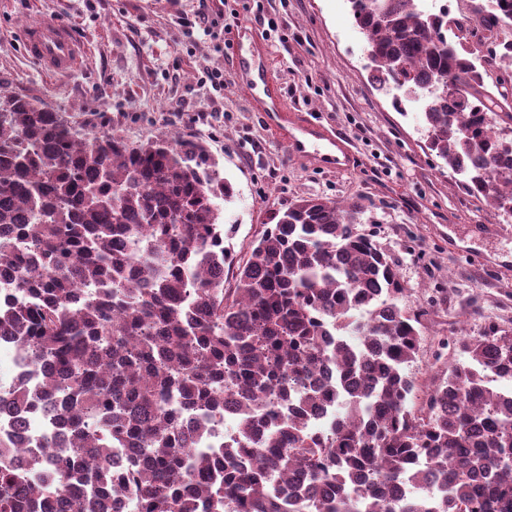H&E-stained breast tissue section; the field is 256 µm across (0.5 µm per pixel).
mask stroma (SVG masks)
Wrapping results in <instances>:
<instances>
[{
  "label": "stroma",
  "mask_w": 512,
  "mask_h": 512,
  "mask_svg": "<svg viewBox=\"0 0 512 512\" xmlns=\"http://www.w3.org/2000/svg\"><path fill=\"white\" fill-rule=\"evenodd\" d=\"M198 0H0V89L43 101L82 122L93 112L138 142L175 129L205 137L237 191L223 208L228 241L245 254L273 212L307 196H361L362 225L399 265L425 340L410 371L416 396L456 358L455 342L488 324L512 328V218L464 187L427 147L420 113L396 111L374 89L365 40L349 0H207L218 26L186 35ZM38 21L68 24L82 48L74 69L52 75L23 52ZM258 46L285 101L343 134L358 156L333 171L289 157L259 121L234 63ZM224 73L223 91L206 82ZM182 111H171L172 103Z\"/></svg>",
  "instance_id": "1"
}]
</instances>
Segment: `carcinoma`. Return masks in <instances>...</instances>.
Returning a JSON list of instances; mask_svg holds the SVG:
<instances>
[{
  "mask_svg": "<svg viewBox=\"0 0 512 512\" xmlns=\"http://www.w3.org/2000/svg\"><path fill=\"white\" fill-rule=\"evenodd\" d=\"M349 2L378 90L418 106L428 148L511 216L512 111L496 97L512 77L493 96L446 11ZM488 2L483 34L512 23V0ZM84 124L0 93V276L15 294L0 336L43 371L33 390L0 389V408L17 429L51 408L69 436L21 457L0 438V512H116L120 496L136 512H512V388L491 380L512 381V329L461 337L421 417L407 372L421 322L360 228L361 198L296 200L237 261L219 206L236 191L202 137L132 143L105 112ZM227 401L234 437L194 447ZM332 402L330 430H312ZM114 448L131 449L120 468ZM400 482L430 495L400 505Z\"/></svg>",
  "mask_w": 512,
  "mask_h": 512,
  "instance_id": "carcinoma-1",
  "label": "carcinoma"
}]
</instances>
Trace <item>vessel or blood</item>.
I'll use <instances>...</instances> for the list:
<instances>
[{"label":"vessel or blood","mask_w":512,"mask_h":512,"mask_svg":"<svg viewBox=\"0 0 512 512\" xmlns=\"http://www.w3.org/2000/svg\"><path fill=\"white\" fill-rule=\"evenodd\" d=\"M25 54L44 70L65 74L79 57L78 43L71 29L59 22H36L24 32ZM236 67L248 86L259 89L255 110L263 125L283 140L290 156L314 158L337 170L352 168L356 155L349 141L287 106L273 76L268 59L257 49L238 53Z\"/></svg>","instance_id":"vessel-or-blood-1"}]
</instances>
